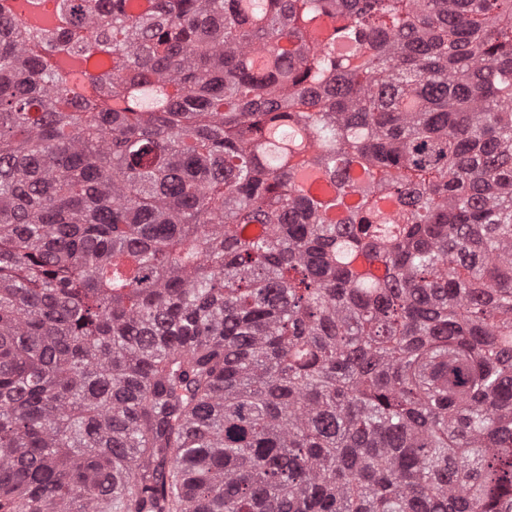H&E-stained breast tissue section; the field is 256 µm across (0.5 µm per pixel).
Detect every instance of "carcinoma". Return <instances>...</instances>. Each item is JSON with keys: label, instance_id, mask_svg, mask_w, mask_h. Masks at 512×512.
<instances>
[{"label": "carcinoma", "instance_id": "carcinoma-1", "mask_svg": "<svg viewBox=\"0 0 512 512\" xmlns=\"http://www.w3.org/2000/svg\"><path fill=\"white\" fill-rule=\"evenodd\" d=\"M56 12L0 0V512H512V0Z\"/></svg>", "mask_w": 512, "mask_h": 512}]
</instances>
